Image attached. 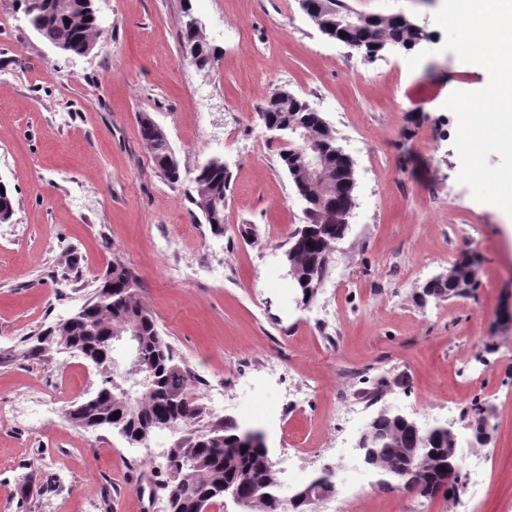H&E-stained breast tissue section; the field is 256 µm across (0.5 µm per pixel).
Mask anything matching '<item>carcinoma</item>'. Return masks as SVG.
I'll list each match as a JSON object with an SVG mask.
<instances>
[{
	"mask_svg": "<svg viewBox=\"0 0 512 512\" xmlns=\"http://www.w3.org/2000/svg\"><path fill=\"white\" fill-rule=\"evenodd\" d=\"M319 16L329 20L325 35L347 33V39L369 56L394 43L411 49L422 39L421 31L399 19L366 15L356 27L340 24L352 12L344 0H310ZM24 12L37 34L47 43L73 55L89 53L100 40L94 0H23ZM180 39L191 65L201 72L214 69L220 49L199 35L193 17L182 25ZM265 127L282 132L285 144L279 157L293 185L308 195L306 221L287 241L292 288L304 302L314 298L334 261L336 242L348 226L328 222L336 210L356 205L354 165L338 153L335 130L311 112L306 101L284 89L270 94L258 111ZM139 133L148 147L158 176L176 185L182 180L179 161L172 157L167 134L147 113L137 117ZM297 127L304 136L288 138ZM324 160L326 177L308 175L301 154ZM231 174L224 159L211 158L192 179L190 203L214 233L224 234V204ZM14 194L0 191V223L11 221ZM478 262L458 256L448 270L423 287V296L446 301L465 296L477 287ZM25 357L37 359L50 344L89 363L99 376L97 389L72 405L67 421L79 429H111L126 440L146 441L158 431L178 434L173 456L166 461L168 477L156 487L167 499L168 512H209L224 497L235 493L244 501L243 512H281V481L269 461L264 434L232 420L204 421V408L192 393L196 374L177 356L161 335L134 273L116 261L108 268L96 291L73 316L52 324L23 340ZM472 419L474 441H490L487 410L476 406ZM369 448L362 450L363 464L386 480L422 497L441 480L448 466V427L436 423L416 427L388 407L379 409L368 427ZM417 451L415 465H406L404 452ZM321 491L308 494L294 512H312L315 502L336 492L334 479L321 472L309 482Z\"/></svg>",
	"mask_w": 512,
	"mask_h": 512,
	"instance_id": "cac0c4a2",
	"label": "carcinoma"
}]
</instances>
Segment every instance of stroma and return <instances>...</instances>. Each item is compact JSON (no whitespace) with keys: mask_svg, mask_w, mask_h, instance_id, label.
<instances>
[{"mask_svg":"<svg viewBox=\"0 0 512 512\" xmlns=\"http://www.w3.org/2000/svg\"><path fill=\"white\" fill-rule=\"evenodd\" d=\"M366 15H412L426 59L369 57L323 35L298 0H95L103 48L63 53L20 0H0V180L15 214L0 224V512H151L175 433L129 444L71 426L66 410L98 378L58 348L22 355L23 338L74 314L114 261L138 277L159 329L198 377L224 389L206 418L261 430L290 492L336 470L342 512H452L443 498L388 490L353 448L380 407L421 424L462 425L473 401L494 420L475 512H512V218L460 185L453 91L488 83L444 50L442 0H346ZM222 56L197 71L180 42L185 13ZM320 112L352 159L356 207L328 276L301 303L274 253L303 203L257 111L274 89ZM165 130L183 180L155 172L137 116ZM232 174L224 232L193 213L196 168ZM252 225L254 241L238 228ZM465 250L479 257L472 296L421 302L425 284ZM407 278L393 282L395 268ZM334 308L324 332L317 315ZM283 373L265 375L267 360ZM52 396L48 420L14 422L25 393ZM52 482L45 494L23 497Z\"/></svg>","mask_w":512,"mask_h":512,"instance_id":"stroma-1","label":"stroma"}]
</instances>
